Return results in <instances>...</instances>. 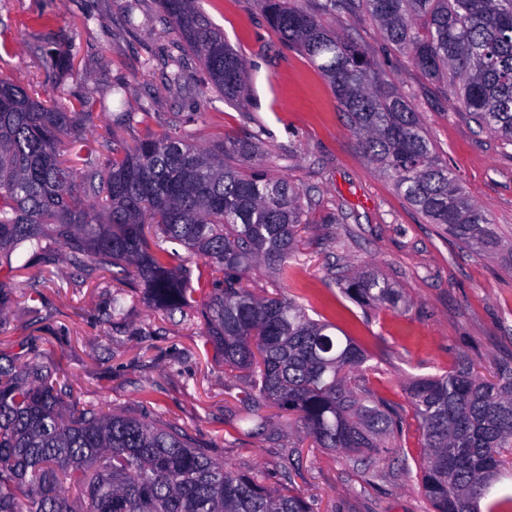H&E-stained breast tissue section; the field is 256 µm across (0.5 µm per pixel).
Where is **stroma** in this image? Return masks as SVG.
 <instances>
[{"instance_id": "1", "label": "stroma", "mask_w": 512, "mask_h": 512, "mask_svg": "<svg viewBox=\"0 0 512 512\" xmlns=\"http://www.w3.org/2000/svg\"><path fill=\"white\" fill-rule=\"evenodd\" d=\"M202 7L246 61L245 105L227 104L207 89L200 61L188 52L191 83L164 85V62L180 39L164 24L157 0H0V25L8 29L0 76L53 87L39 57L47 41H72L87 87L108 101L99 124L124 110L136 113V121L120 127L124 144L170 131L179 113L193 114L187 129L202 147L228 135L254 136L259 156L234 158V165L288 180L306 227L287 285L265 266L244 282L259 297L287 288L312 318L352 337L368 354L371 388L400 413L402 434L368 478L342 451L313 447L277 408L265 409V429L251 432L250 407L241 400L250 375L225 374L204 344L199 319L166 318L138 296L119 324L106 322V281L83 280L62 263L34 308L22 301L25 283L16 284V300L0 316V353L29 349L30 359L50 363L88 405L133 414L142 387H153L155 419L177 425L233 470L262 473L271 484L287 477L314 512H432L418 477L423 429L406 386L462 357L487 376L512 356V268L456 243L409 205L366 158L329 83L281 41L257 0H202ZM87 14L95 24L84 25ZM324 21L364 45L383 79L409 96L439 158L500 232L512 236V146L479 130L449 101L443 82L387 44L371 19L344 13ZM335 264L385 277L400 290L402 306L358 305L337 286Z\"/></svg>"}]
</instances>
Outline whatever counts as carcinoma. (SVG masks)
Instances as JSON below:
<instances>
[{
  "instance_id": "cac0c4a2",
  "label": "carcinoma",
  "mask_w": 512,
  "mask_h": 512,
  "mask_svg": "<svg viewBox=\"0 0 512 512\" xmlns=\"http://www.w3.org/2000/svg\"><path fill=\"white\" fill-rule=\"evenodd\" d=\"M282 41L298 48L329 82L364 153L407 202L443 233L512 268L489 214L436 155L408 96L379 76L366 48L325 26L290 0H257ZM163 16L204 63L206 83L224 100L246 101V62L198 0H158ZM321 11L358 10L405 50L483 129L512 145V0H323ZM73 44H54L41 67L78 77ZM165 79H187L179 56ZM104 111L93 92L39 93L0 77V312L11 302L22 246L51 273V248L87 277L107 274L144 290L167 315L200 313L205 344L224 368L251 374L246 398L295 416L315 446L341 450L370 469L400 431L394 407L359 374L368 355L333 325L310 318L295 298H259L245 273L265 264L286 281L303 219L286 180L245 173L230 155L256 151L249 137L212 148L165 133L133 148L93 124ZM103 160L92 162V152ZM180 245L198 258L203 300L174 262ZM337 284L369 308L402 297L372 270L337 272ZM127 293L112 291L106 319L122 320ZM141 411L80 405L70 383L42 362L0 357V512H314L288 483L241 473L151 418L153 390ZM408 394L425 434L420 484L433 512H479L480 499L512 451V358L478 376L465 359L415 379ZM80 501L75 508L63 484Z\"/></svg>"
}]
</instances>
